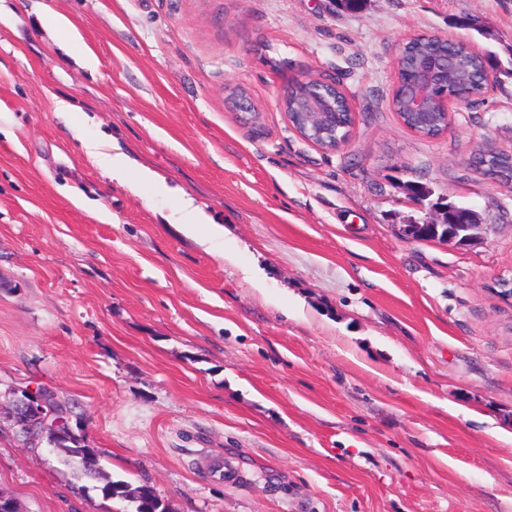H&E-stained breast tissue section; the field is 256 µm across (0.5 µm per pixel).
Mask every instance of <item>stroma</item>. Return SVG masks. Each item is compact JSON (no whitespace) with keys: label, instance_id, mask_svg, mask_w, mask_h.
<instances>
[{"label":"stroma","instance_id":"35a3bbf8","mask_svg":"<svg viewBox=\"0 0 512 512\" xmlns=\"http://www.w3.org/2000/svg\"><path fill=\"white\" fill-rule=\"evenodd\" d=\"M420 35L496 62L434 139L390 106ZM305 75L349 99L337 150L279 105ZM101 135L225 237L198 244L165 221L171 198L105 176L83 147ZM482 148L512 154V0H0V406L50 389L104 472L173 512H512V183L476 167ZM411 182L487 232L405 237ZM101 486L0 431L23 512H127ZM465 216L466 218L461 223L454 224L453 228L448 232V236L444 239L445 241L456 245H467L478 237L484 224H480L478 216L471 209L466 211Z\"/></svg>","mask_w":512,"mask_h":512}]
</instances>
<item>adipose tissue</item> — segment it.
<instances>
[{
    "instance_id": "obj_1",
    "label": "adipose tissue",
    "mask_w": 512,
    "mask_h": 512,
    "mask_svg": "<svg viewBox=\"0 0 512 512\" xmlns=\"http://www.w3.org/2000/svg\"><path fill=\"white\" fill-rule=\"evenodd\" d=\"M84 147L97 166L113 181L126 186L131 192H138L141 185H150L153 192L174 199V205L166 216L169 223L182 227L185 233L200 244H209L222 239L224 226L215 223L194 199L169 187L166 180L155 171L135 165L114 139L97 137L85 140Z\"/></svg>"
}]
</instances>
